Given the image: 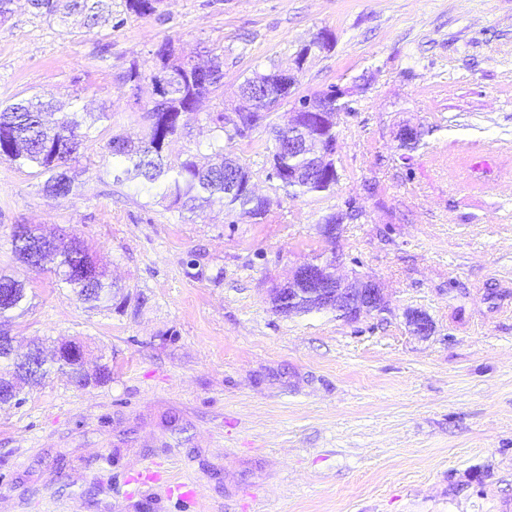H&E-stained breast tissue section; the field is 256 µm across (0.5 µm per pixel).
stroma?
<instances>
[{"mask_svg": "<svg viewBox=\"0 0 512 512\" xmlns=\"http://www.w3.org/2000/svg\"><path fill=\"white\" fill-rule=\"evenodd\" d=\"M112 18L88 32L16 0L0 25V103L41 93L112 114L69 198L0 160V269L34 294L14 334L78 339L111 370L0 406V512H512V0H161L148 18L112 0ZM168 41L224 56V86L174 157L209 154L206 113L310 47L278 111L224 144L268 198L263 217L208 208L184 223L101 178L112 134L140 133L151 101L122 75ZM332 85L354 107L336 117L339 180L290 198L268 178L272 130ZM406 125L425 132L407 162ZM350 200L358 216L326 241L320 222ZM16 224L80 236L146 304L85 308L51 272L21 268ZM335 252L340 274L386 288L387 312L276 313L273 286ZM414 309L433 334L409 327ZM149 468L194 500L134 484Z\"/></svg>", "mask_w": 512, "mask_h": 512, "instance_id": "obj_1", "label": "stroma"}]
</instances>
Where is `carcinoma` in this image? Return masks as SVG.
Listing matches in <instances>:
<instances>
[{
  "label": "carcinoma",
  "mask_w": 512,
  "mask_h": 512,
  "mask_svg": "<svg viewBox=\"0 0 512 512\" xmlns=\"http://www.w3.org/2000/svg\"><path fill=\"white\" fill-rule=\"evenodd\" d=\"M160 0H125L126 11L140 18L157 12ZM34 15L51 23H63L70 16L81 18L83 27L96 28L112 21V0H30ZM154 67L169 78V89L162 101L141 108L144 130L134 138L124 132L112 135L107 151L112 163L103 175L112 185L142 186L153 191V197L166 204V209L178 213L181 219L191 220L190 214L203 204L219 205L227 212L237 210L260 217L266 212L263 198L244 189L251 178L250 171L239 161L234 166L224 164V139L242 136L245 129L234 114L209 113L206 120L213 124L211 153L203 159L189 155L172 161L166 154L168 141L177 136L183 126L179 118L198 111L200 100L224 84V61L214 55L205 68L209 78L197 75L196 61L176 53L172 43L161 45L155 52ZM284 67L274 65L256 71L240 86L241 99L249 103V127H255L264 114L266 81L269 75ZM132 63L123 75V82L134 88L152 77ZM89 113L66 110L51 95L30 98L0 105V160L32 165L45 177L42 191L55 198H67L76 189V163L81 149L90 138L92 125ZM282 126L289 127L291 138L301 140L317 134L336 143L332 125L311 127L297 120L291 112L284 114ZM270 169L278 172L276 181L291 198L303 197L330 190L337 182L336 173H310L313 161L300 149L272 150ZM300 170L298 180L288 178V171ZM12 252L24 265L37 266L49 260L58 282L89 309L106 307L116 300L125 305L128 297L109 280L100 267L92 249L78 237L65 239L44 233L40 224H17L11 232ZM29 296L22 281L11 274L0 273V331L10 328L13 320L27 309ZM36 353L16 362V355L0 349V382L21 391L23 386H36L53 370L67 375L70 382L82 387L86 383L83 345L76 340L60 343L52 355H40L43 347L33 342Z\"/></svg>",
  "instance_id": "carcinoma-1"
}]
</instances>
